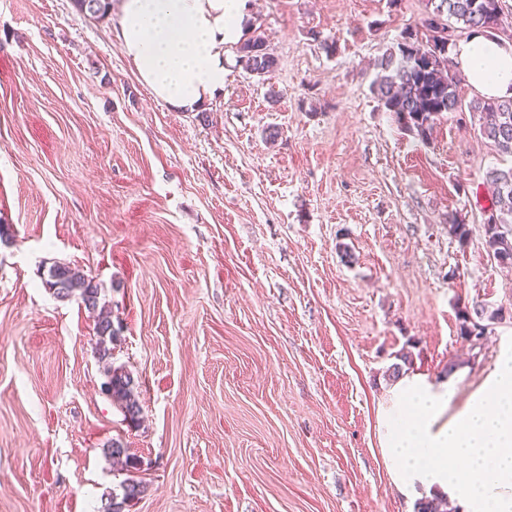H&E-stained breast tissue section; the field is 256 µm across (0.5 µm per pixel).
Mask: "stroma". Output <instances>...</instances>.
I'll return each instance as SVG.
<instances>
[{
    "label": "stroma",
    "mask_w": 512,
    "mask_h": 512,
    "mask_svg": "<svg viewBox=\"0 0 512 512\" xmlns=\"http://www.w3.org/2000/svg\"><path fill=\"white\" fill-rule=\"evenodd\" d=\"M425 5L251 0L279 65L229 61L201 119L139 80L116 16L0 0V512H102L130 476L124 512H409L380 450L386 371L459 361L453 415L512 342V269L482 229L485 174L512 158L469 114L405 134L370 91ZM56 261L100 286L138 423L101 391L92 315L45 288ZM476 303L504 318L474 349L456 315ZM120 488L122 490L121 501L117 502L118 495L112 493V501L106 512H122L126 502L139 499L142 496L145 486L141 479L129 477L121 483Z\"/></svg>",
    "instance_id": "35a3bbf8"
}]
</instances>
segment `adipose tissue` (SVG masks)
Segmentation results:
<instances>
[{"label": "adipose tissue", "mask_w": 512, "mask_h": 512, "mask_svg": "<svg viewBox=\"0 0 512 512\" xmlns=\"http://www.w3.org/2000/svg\"><path fill=\"white\" fill-rule=\"evenodd\" d=\"M115 37L140 80L178 112L224 91L227 48L250 20L249 0H118ZM454 62L481 95L512 98V42L474 34ZM456 380L401 376L380 413L381 451L395 488L437 494L460 512H512V346L484 386L447 416Z\"/></svg>", "instance_id": "ef3b65f1"}]
</instances>
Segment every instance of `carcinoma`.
I'll list each match as a JSON object with an SVG mask.
<instances>
[{"label": "carcinoma", "instance_id": "cac0c4a2", "mask_svg": "<svg viewBox=\"0 0 512 512\" xmlns=\"http://www.w3.org/2000/svg\"><path fill=\"white\" fill-rule=\"evenodd\" d=\"M81 13L98 20L110 15V0H72ZM433 9L421 21L422 40L401 36L396 44L386 48L378 66L380 72L371 84V92L395 119L399 130L428 139L446 113L464 110L479 115L481 136L494 150L512 157V98H476L463 105L457 92L458 79L443 62L454 37L471 36L479 32L491 39L506 35V15L503 0H428ZM456 24H451L450 20ZM239 65L248 73L262 77L278 66L277 57L270 52L260 28L237 46ZM485 180L492 190V208L485 211L483 221L487 251L500 265L512 266V167L491 168ZM449 233L459 242L470 234L465 219L458 215L448 217ZM44 284L62 301L78 300L90 312L103 310L101 288L84 272L68 263H55L47 269ZM458 335L480 347L491 324L503 319L502 310H488L482 304L458 310ZM96 352L107 360L112 352L108 344L117 332L112 319L100 317L96 323ZM102 391L124 413L125 418L136 423L141 406L137 384L130 372L122 367L108 366ZM120 488L121 495H112L106 512H123L126 502L138 499L144 493L142 480L129 477Z\"/></svg>", "mask_w": 512, "mask_h": 512}]
</instances>
